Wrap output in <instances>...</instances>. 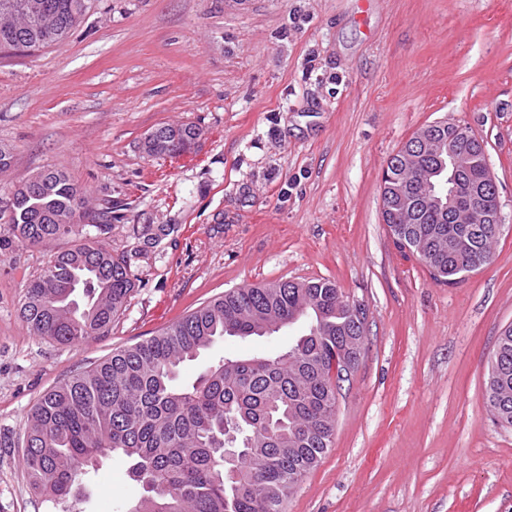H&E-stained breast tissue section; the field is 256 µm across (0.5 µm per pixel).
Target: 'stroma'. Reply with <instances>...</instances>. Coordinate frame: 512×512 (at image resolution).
I'll return each mask as SVG.
<instances>
[{
	"instance_id": "stroma-1",
	"label": "stroma",
	"mask_w": 512,
	"mask_h": 512,
	"mask_svg": "<svg viewBox=\"0 0 512 512\" xmlns=\"http://www.w3.org/2000/svg\"><path fill=\"white\" fill-rule=\"evenodd\" d=\"M485 144L503 232L490 264L436 283L382 221L387 161L426 125ZM202 130L148 157L163 125ZM0 206L41 169L84 192V234L132 254L109 332L34 335L26 282L69 239L0 255V512H53L22 466L27 414L61 379L233 288L335 282L366 309L364 350L331 448L284 512H512V428L484 399L512 324V0H90L66 38L0 54ZM306 329L203 353L270 355ZM142 494L120 455L89 476L84 512Z\"/></svg>"
}]
</instances>
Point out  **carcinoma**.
<instances>
[{"instance_id":"1","label":"carcinoma","mask_w":512,"mask_h":512,"mask_svg":"<svg viewBox=\"0 0 512 512\" xmlns=\"http://www.w3.org/2000/svg\"><path fill=\"white\" fill-rule=\"evenodd\" d=\"M37 24L0 19V48L47 46L80 22L85 0H38ZM168 155L189 150L193 126L162 127ZM472 156L459 179L490 181L482 142L461 139ZM416 184L405 200H384L383 220L394 242L415 253L433 280L455 285L489 264L496 224H457L451 214L423 208L435 184H448L444 154L415 161ZM80 192L58 170L18 185L0 230V253L72 236L23 289L20 313L37 336L78 346L112 328L135 288L125 253L83 239ZM329 280H279L237 288L197 308L160 333L120 347L42 394L28 416L22 460L33 490L58 512H78L79 481L101 458L120 453L143 495L135 512H283V504L331 446L344 361L364 342L366 320ZM308 332L275 356L220 358L191 383L184 363L216 342L271 336L301 319ZM488 360L486 404L512 426V324ZM352 368L359 365L353 358ZM236 435L235 477L224 465V437Z\"/></svg>"}]
</instances>
